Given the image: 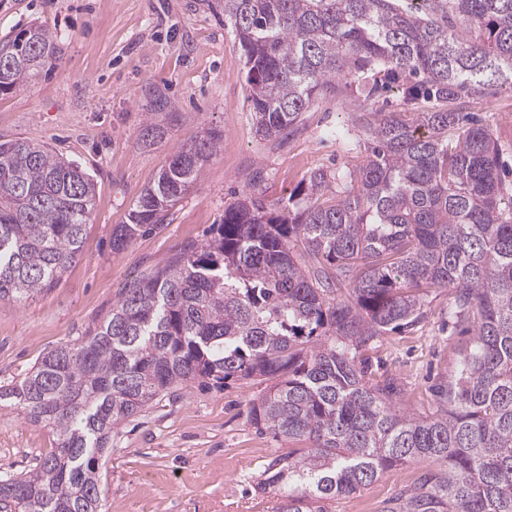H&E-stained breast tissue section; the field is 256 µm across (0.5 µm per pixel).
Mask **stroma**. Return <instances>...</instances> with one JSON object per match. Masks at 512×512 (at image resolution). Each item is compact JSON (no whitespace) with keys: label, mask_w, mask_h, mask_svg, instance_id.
Wrapping results in <instances>:
<instances>
[{"label":"stroma","mask_w":512,"mask_h":512,"mask_svg":"<svg viewBox=\"0 0 512 512\" xmlns=\"http://www.w3.org/2000/svg\"><path fill=\"white\" fill-rule=\"evenodd\" d=\"M33 22L56 34L61 52L24 89L0 93V142L47 143L93 175L96 196L82 254L61 281L21 303L0 301L2 385L100 323L125 284L209 240L225 208L250 196L284 204L312 172L359 168L367 150L350 128L357 107L402 109L392 91L366 101L353 92L324 95L293 135L273 142L255 132L234 35L203 0H0V40ZM464 109L498 139L512 181V91L495 89ZM148 125L159 135L145 141ZM337 127L348 135L330 137ZM211 129L221 132V149L198 167L164 226L113 250V228L127 223L168 158ZM452 302L448 289L431 290L423 322L365 351L369 378H399L411 412H428L435 385L455 372L465 337L448 320ZM265 388L259 379L219 387L195 382L119 425L99 462L106 512H272V494L257 484L290 445L249 417L251 401ZM54 441L49 428L0 408L1 471H31ZM429 467L421 460L385 472L355 494L326 502L327 512H378Z\"/></svg>","instance_id":"stroma-1"}]
</instances>
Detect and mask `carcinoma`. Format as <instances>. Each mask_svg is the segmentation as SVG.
<instances>
[{
	"mask_svg": "<svg viewBox=\"0 0 512 512\" xmlns=\"http://www.w3.org/2000/svg\"><path fill=\"white\" fill-rule=\"evenodd\" d=\"M217 0L245 59L256 133L293 132L319 95L395 90L414 112L354 116L368 144L356 170L314 172L271 206L224 209L206 243L120 289L112 312L80 343L47 352L0 402L50 428L56 447L22 476L0 480L7 512H103L99 460L112 431L172 387L229 378L269 382L251 421L301 442L268 466L273 512L321 503L427 459L434 468L378 512H512V186L490 129L462 111L495 86L512 88V0ZM24 69L0 63L15 91L59 53ZM208 131L177 150L112 232L122 249L217 154ZM96 184L47 144L0 142V300L58 283L81 254ZM433 288L471 338L435 409L406 411L398 380L366 378L361 353L426 318Z\"/></svg>",
	"mask_w": 512,
	"mask_h": 512,
	"instance_id": "carcinoma-1",
	"label": "carcinoma"
}]
</instances>
